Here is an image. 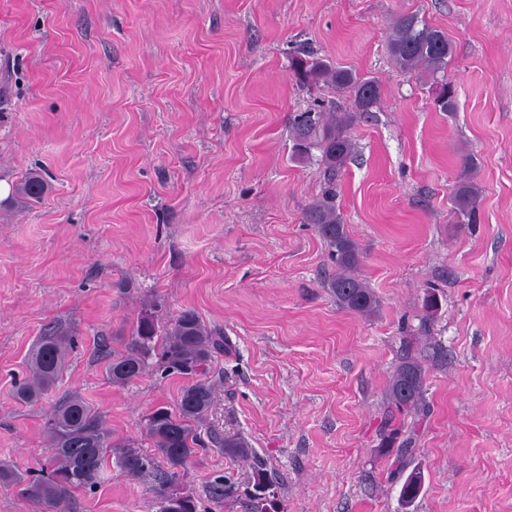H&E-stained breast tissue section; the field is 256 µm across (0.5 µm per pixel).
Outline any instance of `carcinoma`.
I'll return each mask as SVG.
<instances>
[{
  "mask_svg": "<svg viewBox=\"0 0 512 512\" xmlns=\"http://www.w3.org/2000/svg\"><path fill=\"white\" fill-rule=\"evenodd\" d=\"M388 47L399 69L407 72L421 70L432 76L445 73L452 56L448 36L416 13H405L395 20ZM291 69L296 82L303 86L322 83L348 92L353 99L354 110L350 112L326 113L318 104L295 114L292 119L293 155L303 160L314 149L321 152L325 187L310 207L307 221L316 226L320 236L333 249L337 273L330 280L329 288L336 300L355 313L370 315L376 310L378 301L371 288L352 275L359 263V251L337 212L336 174L355 155V145L348 136L350 127L362 113L371 111L378 104L381 89L375 80L360 77L350 69L337 68L310 52L294 56ZM438 90L441 97L439 111H456L455 85L443 79ZM473 166L471 158L464 162L451 197L452 212L459 224L480 223L479 192L469 175ZM46 189L43 176L31 171L15 184L13 199L21 204L37 202ZM424 307L426 315L421 318L417 333L429 345L432 340L431 315L438 307L434 294L427 295ZM156 335L153 315L141 316L125 351L113 355L107 364L106 374L112 384L124 385L145 371L147 360L155 349ZM69 344L70 339L65 336L49 334L40 338L30 358L31 378L16 391L19 402L38 401L55 383ZM226 348L228 341L224 334L207 327L193 310L180 311L166 328L158 353L159 362L170 373L194 376L192 382L182 388L175 411L160 406L146 416V435L171 471L157 472L154 457L135 441H112V433L105 426L101 413L73 393L52 407L45 423L50 445L46 474H22L10 463L0 461V486L17 488L23 499L53 509L76 491L97 486L106 456L111 453L128 477L134 480L151 477L158 482L157 498L168 502L167 512H196L193 495L171 492L169 488L174 485L177 469L193 459L201 444L199 428L204 425L214 399L213 387L207 377L208 366L214 354ZM424 382V365L412 351H406L394 370L389 387L390 398L398 410L425 414ZM223 447L224 453L233 457L252 455L248 442L236 435L224 437ZM422 484L421 471L412 470L400 490L405 505L416 501Z\"/></svg>",
  "mask_w": 512,
  "mask_h": 512,
  "instance_id": "carcinoma-1",
  "label": "carcinoma"
}]
</instances>
